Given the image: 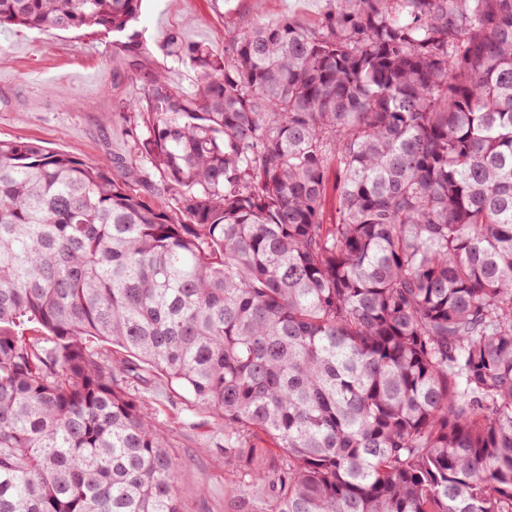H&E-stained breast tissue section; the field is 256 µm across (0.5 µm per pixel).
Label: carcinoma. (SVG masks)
<instances>
[{"label": "carcinoma", "mask_w": 512, "mask_h": 512, "mask_svg": "<svg viewBox=\"0 0 512 512\" xmlns=\"http://www.w3.org/2000/svg\"><path fill=\"white\" fill-rule=\"evenodd\" d=\"M141 2L0 0V28L139 51ZM173 45L196 90L152 74L117 169L0 141V512H179L116 349L224 427L234 512L258 482L268 512H512V0Z\"/></svg>", "instance_id": "obj_1"}]
</instances>
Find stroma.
<instances>
[{
  "label": "stroma",
  "instance_id": "obj_1",
  "mask_svg": "<svg viewBox=\"0 0 512 512\" xmlns=\"http://www.w3.org/2000/svg\"><path fill=\"white\" fill-rule=\"evenodd\" d=\"M330 0H143L136 28L145 51L125 52L120 35L0 29V140L27 139L111 168L128 159L145 128L118 103L164 70L183 93L196 89L190 62H174L173 41L223 53L237 30L256 19L283 16L314 26ZM132 392L162 428L178 464L180 512H232L225 487L236 470L224 465V431L192 396L155 373L133 382Z\"/></svg>",
  "mask_w": 512,
  "mask_h": 512
}]
</instances>
